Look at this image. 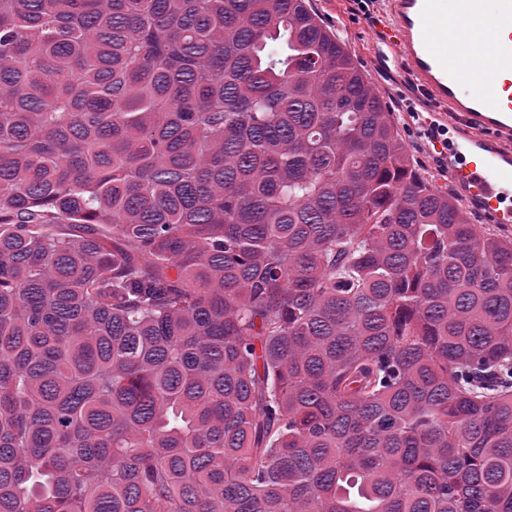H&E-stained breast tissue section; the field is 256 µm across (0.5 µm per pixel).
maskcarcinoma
Wrapping results in <instances>:
<instances>
[{
  "label": "carcinoma",
  "mask_w": 512,
  "mask_h": 512,
  "mask_svg": "<svg viewBox=\"0 0 512 512\" xmlns=\"http://www.w3.org/2000/svg\"><path fill=\"white\" fill-rule=\"evenodd\" d=\"M0 512H512V235L308 0H0Z\"/></svg>",
  "instance_id": "1"
}]
</instances>
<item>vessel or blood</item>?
Segmentation results:
<instances>
[{"instance_id": "1", "label": "vessel or blood", "mask_w": 512, "mask_h": 512, "mask_svg": "<svg viewBox=\"0 0 512 512\" xmlns=\"http://www.w3.org/2000/svg\"><path fill=\"white\" fill-rule=\"evenodd\" d=\"M375 43L384 62L406 64L422 102L434 105L459 140H434L451 155L450 178L463 185L489 223L512 222L501 202L512 185V49L488 53L512 32V0H495L485 20L474 0H380ZM452 20L462 46L456 57L438 48L434 21Z\"/></svg>"}]
</instances>
